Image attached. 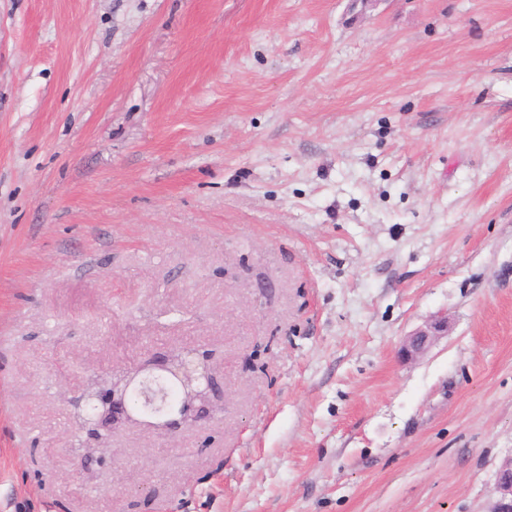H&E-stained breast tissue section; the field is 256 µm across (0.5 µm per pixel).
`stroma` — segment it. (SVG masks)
Segmentation results:
<instances>
[{
	"instance_id": "stroma-1",
	"label": "stroma",
	"mask_w": 512,
	"mask_h": 512,
	"mask_svg": "<svg viewBox=\"0 0 512 512\" xmlns=\"http://www.w3.org/2000/svg\"><path fill=\"white\" fill-rule=\"evenodd\" d=\"M179 347L223 411L97 462ZM511 456L512 0H0V512H490ZM448 332V318L436 316L426 329H419L411 333L404 340L401 354L407 360H414L421 356L441 335ZM194 350L173 351L159 360L142 364L132 372H126L122 386L112 384V389L100 390L86 395L93 415L82 427L87 436L94 440L101 439L102 431H110L117 424H139L176 433L184 427L191 426L201 414L214 408L213 399L223 397L224 391L218 384L216 373L207 355H196ZM160 381L177 383L182 391V404L176 408L158 407L151 414L141 413L150 420H139L131 410L128 396L139 392L148 403H154L149 392L151 385Z\"/></svg>"
}]
</instances>
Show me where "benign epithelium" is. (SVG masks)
Wrapping results in <instances>:
<instances>
[{
    "label": "benign epithelium",
    "mask_w": 512,
    "mask_h": 512,
    "mask_svg": "<svg viewBox=\"0 0 512 512\" xmlns=\"http://www.w3.org/2000/svg\"><path fill=\"white\" fill-rule=\"evenodd\" d=\"M446 332L448 318H432L427 328L407 336L401 347L402 356L407 360L418 358ZM160 381L174 382L180 386L182 404L177 408L158 407L145 420L136 418L130 408L128 396L132 392H138L147 402L152 403L154 399L149 395L151 385ZM223 396L224 391L218 384L208 356L197 357L191 350H177L127 373L125 383L121 386L114 385L110 389L87 394V403L94 408V412L83 429L94 440L101 439L102 432H108L116 425L125 423L176 433L195 423L201 414L214 407L213 400ZM495 492L497 500L492 512H512L511 457L504 460L499 467Z\"/></svg>",
    "instance_id": "1"
}]
</instances>
